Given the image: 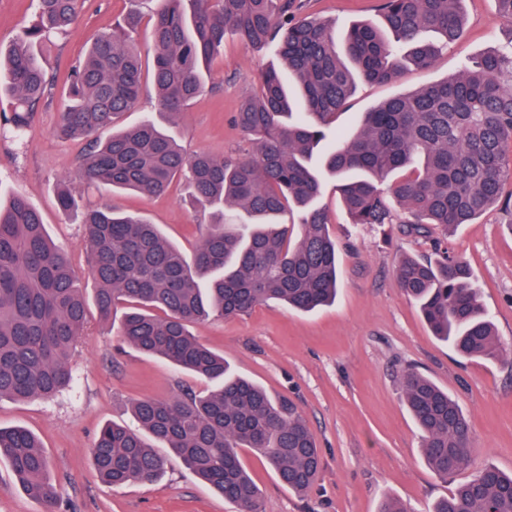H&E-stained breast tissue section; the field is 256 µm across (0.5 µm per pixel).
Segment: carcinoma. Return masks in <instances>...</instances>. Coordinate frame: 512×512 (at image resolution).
Listing matches in <instances>:
<instances>
[{
  "label": "carcinoma",
  "instance_id": "obj_1",
  "mask_svg": "<svg viewBox=\"0 0 512 512\" xmlns=\"http://www.w3.org/2000/svg\"><path fill=\"white\" fill-rule=\"evenodd\" d=\"M155 2L154 110L119 127L146 91L132 13L71 65L56 133L85 139L80 165L90 187L152 197L185 179L194 205L210 215L202 241L189 257L141 216L80 210L78 191L67 184L58 205L66 214L82 211L100 317L125 306L117 332L124 344L215 386L203 396L139 400L133 413L141 430L103 425L91 457L110 487L152 481L167 458L150 437L238 512H261L243 450L263 454L280 482L301 492L319 469L315 436L287 400L233 375L224 355L203 344L191 325L242 315L267 301L310 312L336 299V240L317 205L324 173L336 177L352 224H400L405 233L424 235L434 226L468 224L496 206L511 208L503 183L512 178L505 154L512 143V50L489 51L450 79L384 101L322 151L356 80L386 84L409 63L431 66L437 46L423 34L432 31L446 45L459 40L465 0H379L380 21L352 25L341 49L334 25L308 15L306 0ZM84 3L31 0L35 24L8 49L0 47V101L9 107L0 114V137L20 139L49 99L53 77L37 44L67 35ZM227 36L251 48L275 46L282 64L264 72L235 114L256 156H188L172 127L204 92V67L224 50ZM292 207L300 211L296 230L279 222ZM226 211L247 220L226 218ZM397 278L433 335L457 354L489 361L503 354L463 259L405 256ZM86 321L67 254L48 238L39 211L11 196L0 204V399H45L68 386L70 357ZM401 385L430 468L442 478L466 469L470 425L457 400L414 369L402 374ZM0 461L30 498L55 512L50 461L34 434L0 428ZM431 512H512V473L488 466Z\"/></svg>",
  "mask_w": 512,
  "mask_h": 512
}]
</instances>
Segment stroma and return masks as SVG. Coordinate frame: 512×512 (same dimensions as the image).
<instances>
[{
    "label": "stroma",
    "mask_w": 512,
    "mask_h": 512,
    "mask_svg": "<svg viewBox=\"0 0 512 512\" xmlns=\"http://www.w3.org/2000/svg\"><path fill=\"white\" fill-rule=\"evenodd\" d=\"M136 6L146 14L152 4L87 0L66 38L40 45L55 65L53 97L22 141L0 139V187L24 196L40 212L50 238L67 251L90 304L71 357L72 385L51 399L0 400V427H23L40 438L51 460L57 512H233L177 459H170L157 480L116 490L100 482L91 463L90 451L104 423L137 429L134 401L187 391L200 395L209 388L207 381L123 345L117 334L120 316L100 318L91 304L95 281L80 218L64 216L57 206V191L65 182L81 194L84 205L144 216L185 253H193L202 239L205 217L192 207L185 182H174L166 194L153 198L86 186L82 141L54 134L67 66ZM307 12L335 20L342 31L354 22L377 19L378 2L307 0ZM464 13L466 33L458 44L443 50L431 67L407 66L392 83L359 84L334 131L349 132L379 102L443 81L457 74L466 58L496 49L512 36L493 0H466ZM276 61L274 49L252 50L225 40L223 53L210 63L203 95L175 130L186 154L253 155V145L233 118L242 97ZM318 204L330 217L340 252L341 286L334 305L299 313L268 302L248 314L192 328L223 353L231 372L255 381L272 397L288 398L315 435L320 471L301 493L284 487L262 455L244 452L263 512H378L386 498L402 502L410 512H427L447 496L457 479H441L429 468L420 429L403 403L400 376L409 367L447 389L468 417L474 448L470 471L491 464L512 472V213L495 208L446 234L397 230L388 238L381 228L348 223L332 178H325ZM438 248L469 263L504 347L497 360L459 356L433 335L400 288V259L429 257Z\"/></svg>",
    "instance_id": "35a3bbf8"
}]
</instances>
